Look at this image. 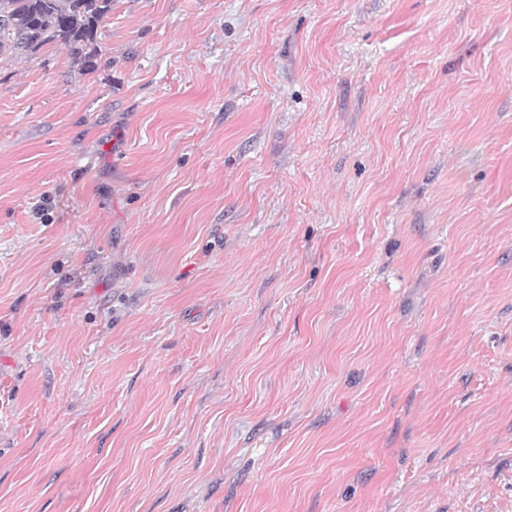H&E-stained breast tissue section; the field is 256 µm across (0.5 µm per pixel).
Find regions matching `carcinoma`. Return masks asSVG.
Instances as JSON below:
<instances>
[{"mask_svg":"<svg viewBox=\"0 0 512 512\" xmlns=\"http://www.w3.org/2000/svg\"><path fill=\"white\" fill-rule=\"evenodd\" d=\"M111 11L112 0H0V54L64 44L91 71L98 28Z\"/></svg>","mask_w":512,"mask_h":512,"instance_id":"obj_1","label":"carcinoma"}]
</instances>
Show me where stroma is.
Listing matches in <instances>:
<instances>
[{
  "label": "stroma",
  "mask_w": 512,
  "mask_h": 512,
  "mask_svg": "<svg viewBox=\"0 0 512 512\" xmlns=\"http://www.w3.org/2000/svg\"><path fill=\"white\" fill-rule=\"evenodd\" d=\"M96 43L0 55V512H512V0Z\"/></svg>",
  "instance_id": "1"
}]
</instances>
